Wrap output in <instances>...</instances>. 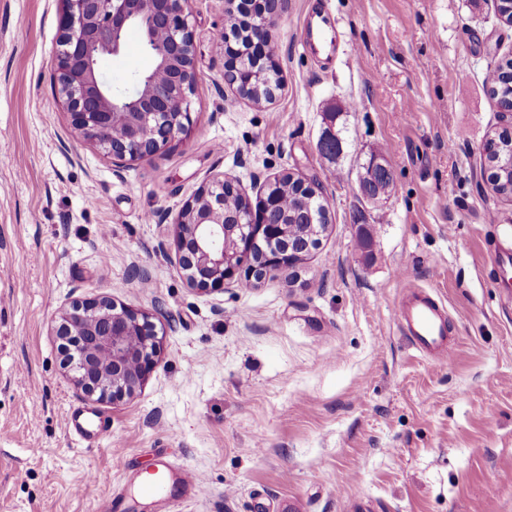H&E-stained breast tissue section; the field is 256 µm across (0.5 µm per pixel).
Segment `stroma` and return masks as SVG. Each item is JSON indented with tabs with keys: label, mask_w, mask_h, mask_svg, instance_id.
I'll return each mask as SVG.
<instances>
[{
	"label": "stroma",
	"mask_w": 512,
	"mask_h": 512,
	"mask_svg": "<svg viewBox=\"0 0 512 512\" xmlns=\"http://www.w3.org/2000/svg\"><path fill=\"white\" fill-rule=\"evenodd\" d=\"M314 0H286L272 101L225 77L226 0H191L192 126L115 168L69 123L54 53L61 0H0V512H512V198L483 175L499 126L485 78L512 55L494 0H328L337 47L303 37ZM140 37L105 59L118 84L148 67ZM337 112L343 152L317 142ZM395 194L364 200L371 155ZM292 172L322 186L331 224L294 275L187 286L173 242L212 179L250 198ZM373 233L370 252L359 225ZM145 279L132 275L133 269ZM448 316L450 361L412 346L407 289ZM109 296L165 326L142 390L85 396L51 322ZM164 460L195 478L140 497Z\"/></svg>",
	"instance_id": "35a3bbf8"
}]
</instances>
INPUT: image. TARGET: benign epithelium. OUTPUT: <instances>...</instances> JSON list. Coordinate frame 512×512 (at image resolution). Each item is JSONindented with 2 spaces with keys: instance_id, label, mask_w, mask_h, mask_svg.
<instances>
[{
  "instance_id": "benign-epithelium-1",
  "label": "benign epithelium",
  "mask_w": 512,
  "mask_h": 512,
  "mask_svg": "<svg viewBox=\"0 0 512 512\" xmlns=\"http://www.w3.org/2000/svg\"><path fill=\"white\" fill-rule=\"evenodd\" d=\"M61 34L55 52L59 92L71 126L99 146L118 168L157 152L188 131V93L195 81V44L189 0H62ZM281 0H239L254 54L224 33L226 76L234 84L252 69L281 73L275 63L274 16ZM136 23L146 33L153 68L112 88L100 74L108 56L120 54ZM240 197L232 223H225L224 191ZM255 205L238 182L215 179L200 187L181 210L174 240L175 261L188 287L221 290L236 280L260 282L270 270L288 272L321 245V236L295 240L284 226L261 220L277 206L264 194ZM55 334L64 365L87 395L120 402L144 385L160 352L157 327L144 310L116 305L106 296L73 303L59 315Z\"/></svg>"
}]
</instances>
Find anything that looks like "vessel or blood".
I'll return each instance as SVG.
<instances>
[{"mask_svg":"<svg viewBox=\"0 0 512 512\" xmlns=\"http://www.w3.org/2000/svg\"><path fill=\"white\" fill-rule=\"evenodd\" d=\"M405 333L417 349L425 353L442 352L447 348L448 322L443 308L430 296L410 293L400 310ZM140 489L149 498L172 494V470L167 462H159L149 478L141 480Z\"/></svg>","mask_w":512,"mask_h":512,"instance_id":"1","label":"vessel or blood"}]
</instances>
